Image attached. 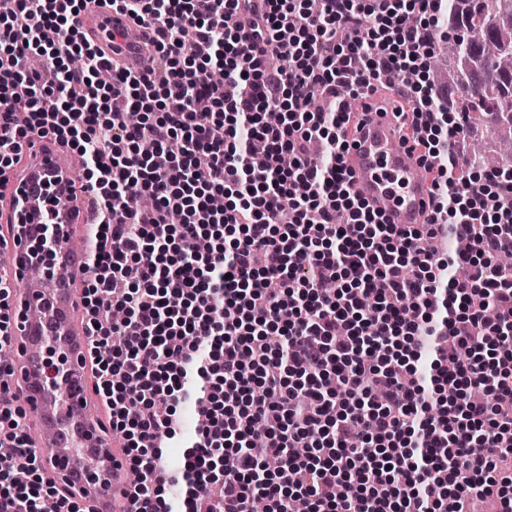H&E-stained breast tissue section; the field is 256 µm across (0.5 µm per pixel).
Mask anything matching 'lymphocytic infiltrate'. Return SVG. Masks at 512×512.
<instances>
[{
  "label": "lymphocytic infiltrate",
  "mask_w": 512,
  "mask_h": 512,
  "mask_svg": "<svg viewBox=\"0 0 512 512\" xmlns=\"http://www.w3.org/2000/svg\"><path fill=\"white\" fill-rule=\"evenodd\" d=\"M85 3L15 0L0 18V179L28 135L81 149L101 213L89 346L111 424L131 432L133 512H250L257 489L273 512H469L475 494L512 512V413L487 400L512 393V268L496 262L512 169L447 175L463 128L420 77L448 0H112L154 29L163 85L99 81ZM283 53L290 67L269 69ZM386 74L409 82L413 148L438 163L416 227L384 223L343 165L337 94ZM447 237L452 251L427 250ZM182 403L200 425L173 497L158 474ZM23 418L0 395V512L38 508L12 480L39 458Z\"/></svg>",
  "instance_id": "1"
}]
</instances>
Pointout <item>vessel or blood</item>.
<instances>
[{
    "label": "vessel or blood",
    "instance_id": "vessel-or-blood-1",
    "mask_svg": "<svg viewBox=\"0 0 512 512\" xmlns=\"http://www.w3.org/2000/svg\"><path fill=\"white\" fill-rule=\"evenodd\" d=\"M77 25L104 61L151 74L149 29L129 13L113 10L111 0H89ZM32 142L22 166L9 176L5 198L11 221L28 225L29 232L0 248V270L25 278L13 298L19 308L18 342L8 384L25 412L38 421L30 439L42 449L43 470L60 493L80 499L87 512H130L125 450L91 413L93 371L86 316L76 291L85 252L62 250L58 272L28 275L38 263L33 240L41 236L44 224L57 223L60 236L70 238L77 226L95 222L96 201L90 191L73 193L82 174L57 138L36 134ZM343 161L354 194L382 209L386 223L430 221L427 171L414 160L394 113L366 104L349 128ZM49 340L65 357L64 372H50L45 363L41 351Z\"/></svg>",
    "mask_w": 512,
    "mask_h": 512
}]
</instances>
